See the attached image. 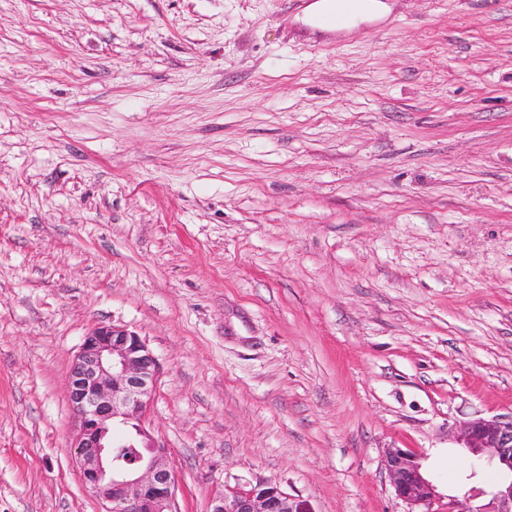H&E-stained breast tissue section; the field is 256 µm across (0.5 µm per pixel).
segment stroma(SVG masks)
I'll return each mask as SVG.
<instances>
[{"instance_id": "35a3bbf8", "label": "stroma", "mask_w": 512, "mask_h": 512, "mask_svg": "<svg viewBox=\"0 0 512 512\" xmlns=\"http://www.w3.org/2000/svg\"><path fill=\"white\" fill-rule=\"evenodd\" d=\"M0 0V512H104L72 448L84 336L159 364L177 512L279 482L310 512H438L512 414V0ZM391 7L382 0H363L362 8L355 12H349L343 28L336 30H353L357 25L366 19H381L386 17ZM385 462L396 496L410 505L427 507L425 511L409 512H438L431 508L437 497L434 485L422 472L421 464L413 451L390 448Z\"/></svg>"}]
</instances>
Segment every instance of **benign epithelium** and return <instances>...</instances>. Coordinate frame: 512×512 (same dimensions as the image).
<instances>
[{
    "mask_svg": "<svg viewBox=\"0 0 512 512\" xmlns=\"http://www.w3.org/2000/svg\"><path fill=\"white\" fill-rule=\"evenodd\" d=\"M158 363L137 333L114 325L89 331L71 364L69 400L78 417L76 463L87 491L104 512H177L176 483L166 449L144 425L153 402ZM458 442L494 466L500 481L491 491L498 508L512 512V415L459 423ZM134 449L133 458L125 449ZM386 469L398 498L413 506L432 505L436 490L417 455L391 448ZM209 512H310L270 480L226 486Z\"/></svg>",
    "mask_w": 512,
    "mask_h": 512,
    "instance_id": "1",
    "label": "benign epithelium"
}]
</instances>
